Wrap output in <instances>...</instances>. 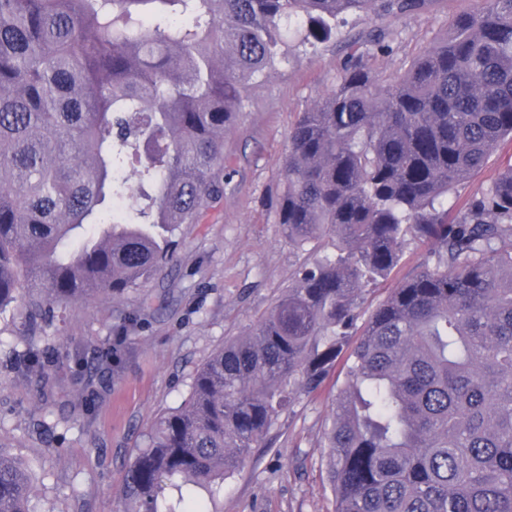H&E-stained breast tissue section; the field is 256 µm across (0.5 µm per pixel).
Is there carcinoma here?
Masks as SVG:
<instances>
[{
	"instance_id": "carcinoma-1",
	"label": "carcinoma",
	"mask_w": 512,
	"mask_h": 512,
	"mask_svg": "<svg viewBox=\"0 0 512 512\" xmlns=\"http://www.w3.org/2000/svg\"><path fill=\"white\" fill-rule=\"evenodd\" d=\"M424 0H0V315L144 286L220 194L251 84L350 16ZM512 140V0H485L392 83L350 62L288 134L276 223L298 271L196 371L127 471L126 512H214L224 479L351 351L323 432L334 512H512V169L448 195ZM413 241L424 267L367 316ZM0 451V512H32Z\"/></svg>"
}]
</instances>
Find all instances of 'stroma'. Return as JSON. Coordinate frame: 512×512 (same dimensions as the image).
<instances>
[{"instance_id":"1","label":"stroma","mask_w":512,"mask_h":512,"mask_svg":"<svg viewBox=\"0 0 512 512\" xmlns=\"http://www.w3.org/2000/svg\"><path fill=\"white\" fill-rule=\"evenodd\" d=\"M481 0H429L419 13L351 18L349 38L320 45L253 84L237 126L224 135L223 197L200 223L180 225L175 260L146 287L68 308L49 336L15 333L0 319V450L26 471L39 512H122L126 473L157 417L188 398L196 370L226 339L247 334L295 272L313 263L276 224L288 133L356 60L381 83L404 73ZM385 33L389 49L372 50ZM52 344L47 382L18 371L12 353ZM104 345L106 360L93 348ZM343 374L300 395L250 460L224 481L219 512H334L321 448Z\"/></svg>"}]
</instances>
